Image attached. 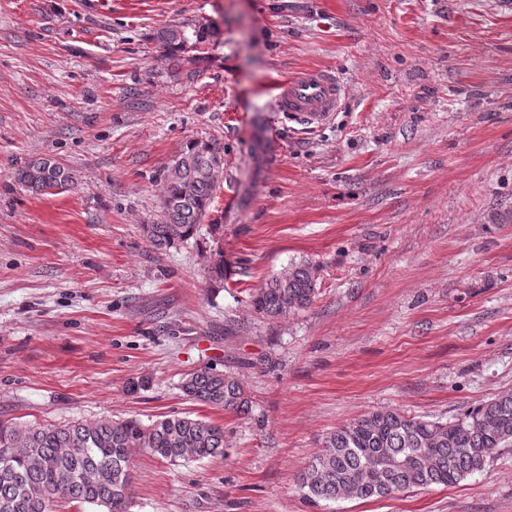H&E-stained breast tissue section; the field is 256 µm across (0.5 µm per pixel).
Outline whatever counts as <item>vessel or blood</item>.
Returning a JSON list of instances; mask_svg holds the SVG:
<instances>
[{
	"mask_svg": "<svg viewBox=\"0 0 512 512\" xmlns=\"http://www.w3.org/2000/svg\"><path fill=\"white\" fill-rule=\"evenodd\" d=\"M344 95L337 77L320 68H309L284 80L276 95L277 109L320 126L328 122Z\"/></svg>",
	"mask_w": 512,
	"mask_h": 512,
	"instance_id": "1",
	"label": "vessel or blood"
}]
</instances>
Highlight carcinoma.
<instances>
[{"mask_svg":"<svg viewBox=\"0 0 512 512\" xmlns=\"http://www.w3.org/2000/svg\"><path fill=\"white\" fill-rule=\"evenodd\" d=\"M212 25L169 24L156 39L170 54L201 51ZM181 166L166 175L162 215L144 225L158 250L189 240L213 203L224 147L212 140L187 144ZM16 181L42 195L69 190L72 173L56 159L36 156ZM205 270L223 282L224 255ZM318 265L303 261L270 277L250 294L254 312L276 319L307 309L317 295ZM189 399L227 413H249L237 378L205 367L181 383ZM512 444V392L498 395L453 420L408 417L396 410L369 412L337 427L298 476L305 499L368 500L408 489L448 486L482 473L499 449ZM136 448L172 465L224 455V426L171 416L148 425L136 418L27 424L0 421V512H55L60 503L88 504L98 512H131L132 452Z\"/></svg>","mask_w":512,"mask_h":512,"instance_id":"carcinoma-1","label":"carcinoma"}]
</instances>
